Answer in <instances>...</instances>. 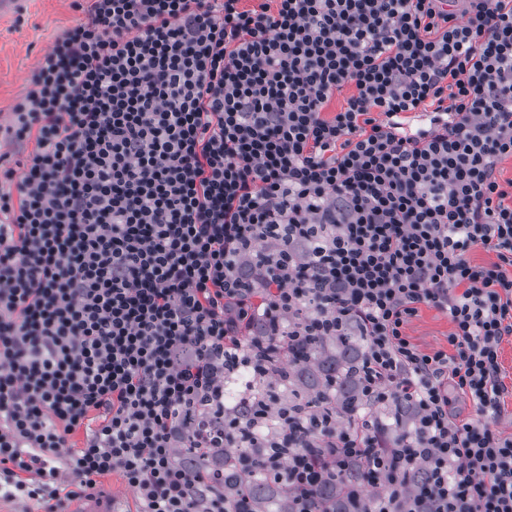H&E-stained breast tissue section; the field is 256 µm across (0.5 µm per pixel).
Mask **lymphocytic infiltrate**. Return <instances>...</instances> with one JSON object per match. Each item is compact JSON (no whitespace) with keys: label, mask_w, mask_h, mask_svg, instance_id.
<instances>
[{"label":"lymphocytic infiltrate","mask_w":512,"mask_h":512,"mask_svg":"<svg viewBox=\"0 0 512 512\" xmlns=\"http://www.w3.org/2000/svg\"><path fill=\"white\" fill-rule=\"evenodd\" d=\"M439 2L72 0L0 129L31 148L20 175L0 154L1 498L68 512L116 472L136 512H216L174 428L257 318L320 306L417 405L416 442L352 424L293 484L393 462L427 478L373 512H512V0ZM271 224L307 233L244 294ZM424 307L447 345L407 335Z\"/></svg>","instance_id":"obj_1"}]
</instances>
